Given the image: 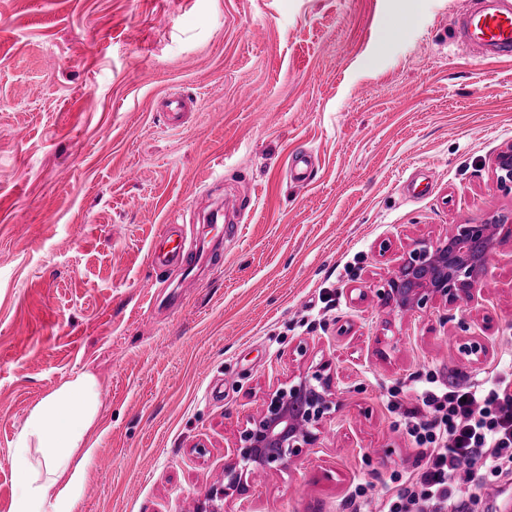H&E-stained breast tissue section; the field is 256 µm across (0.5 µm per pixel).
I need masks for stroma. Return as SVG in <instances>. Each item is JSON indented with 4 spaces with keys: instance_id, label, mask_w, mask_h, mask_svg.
<instances>
[{
    "instance_id": "1",
    "label": "stroma",
    "mask_w": 512,
    "mask_h": 512,
    "mask_svg": "<svg viewBox=\"0 0 512 512\" xmlns=\"http://www.w3.org/2000/svg\"><path fill=\"white\" fill-rule=\"evenodd\" d=\"M464 2L0 0V512L28 410L83 368L100 441L74 512H196L243 420L302 370L301 340L341 406L223 512L397 492L420 453L395 410L413 375L512 360V241L479 308L395 319L376 295L412 239L512 216L492 169L512 146V58L461 42ZM394 18L405 33L384 39ZM170 92L195 101L178 128L155 109ZM227 197L245 210L212 273L152 264L166 224L208 236ZM466 322L488 326L483 361L460 352ZM476 495L475 512H512V477Z\"/></svg>"
}]
</instances>
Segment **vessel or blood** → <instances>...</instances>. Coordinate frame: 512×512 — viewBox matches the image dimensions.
Listing matches in <instances>:
<instances>
[{"mask_svg":"<svg viewBox=\"0 0 512 512\" xmlns=\"http://www.w3.org/2000/svg\"><path fill=\"white\" fill-rule=\"evenodd\" d=\"M467 40L492 50L497 56H512V0H495L494 7L476 9L467 13L464 24ZM157 108L167 118L169 127H180L187 112L194 108L193 101L166 95L157 102ZM154 262L180 267L187 276H195L206 259L205 249L187 247L182 232L165 228L151 251Z\"/></svg>","mask_w":512,"mask_h":512,"instance_id":"vessel-or-blood-1","label":"vessel or blood"}]
</instances>
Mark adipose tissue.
I'll return each mask as SVG.
<instances>
[{
	"label": "adipose tissue",
	"instance_id": "obj_1",
	"mask_svg": "<svg viewBox=\"0 0 512 512\" xmlns=\"http://www.w3.org/2000/svg\"><path fill=\"white\" fill-rule=\"evenodd\" d=\"M100 405L98 378L80 371L31 407L12 458L19 475L12 512H73L98 451Z\"/></svg>",
	"mask_w": 512,
	"mask_h": 512
}]
</instances>
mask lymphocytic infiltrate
<instances>
[{
	"instance_id": "obj_1",
	"label": "lymphocytic infiltrate",
	"mask_w": 512,
	"mask_h": 512,
	"mask_svg": "<svg viewBox=\"0 0 512 512\" xmlns=\"http://www.w3.org/2000/svg\"><path fill=\"white\" fill-rule=\"evenodd\" d=\"M400 418L421 452L411 481L379 512H472L459 481L512 468V366L465 382L427 375Z\"/></svg>"
}]
</instances>
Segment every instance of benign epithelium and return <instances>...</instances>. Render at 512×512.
<instances>
[{
  "mask_svg": "<svg viewBox=\"0 0 512 512\" xmlns=\"http://www.w3.org/2000/svg\"><path fill=\"white\" fill-rule=\"evenodd\" d=\"M500 187H512V148L494 160ZM512 239V219L491 214L481 224L456 225L455 237H420L399 256L395 269L377 289L390 312L405 316L431 309H453L482 300L487 260L495 246ZM462 353L479 362L489 353L484 337L474 331ZM339 409L334 375L327 361L309 362L299 374L271 389L259 411L246 417L235 435L234 454L224 465V484L207 495L199 512H219L218 502L245 489L258 470L283 471L319 440L323 424Z\"/></svg>",
  "mask_w": 512,
  "mask_h": 512,
  "instance_id": "7a95c632",
  "label": "benign epithelium"
}]
</instances>
